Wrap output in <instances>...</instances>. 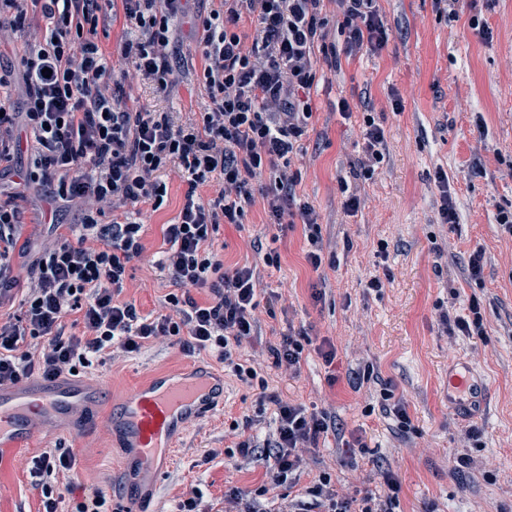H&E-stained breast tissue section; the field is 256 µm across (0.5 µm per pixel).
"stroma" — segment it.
Returning a JSON list of instances; mask_svg holds the SVG:
<instances>
[{"mask_svg":"<svg viewBox=\"0 0 512 512\" xmlns=\"http://www.w3.org/2000/svg\"><path fill=\"white\" fill-rule=\"evenodd\" d=\"M390 29L386 49L342 57L340 72L326 71L312 91V130L292 159L301 173L297 193L310 203L322 226L320 269L305 261L302 225L269 223L265 201H257L242 226L224 225L215 242L226 267L261 263V250L280 255L279 267L266 268L256 312L260 334L246 346V357L264 364L270 391L283 400L325 409L342 436L363 434L364 451L322 445L316 463L302 474L325 468L336 485L382 493L381 471L392 470L401 492L395 512H512V236L498 223L499 211L512 209V0H474L457 21L440 18L433 0H379ZM210 0H193L172 44L183 67L175 92L159 97L145 84H125L131 105L163 108L180 119L201 111L205 97L194 77L202 60L192 15L208 12ZM478 15L493 31L482 39L469 26ZM347 98L355 110L343 119L336 101ZM401 110H394V101ZM374 113L386 133L389 152L375 180L362 192L356 215L345 213L338 177L361 153L363 111ZM448 175L459 221L439 219L436 168ZM158 210L143 207L141 260L128 271L124 300L154 318L169 290L155 262L163 246L162 227L174 223L185 183L169 179ZM386 240V256L376 253ZM487 260L482 282L468 280L465 262L474 250ZM390 271L381 292L365 281ZM485 312L484 337L449 335L442 312L463 313L470 299ZM305 327L314 345L298 377L267 368L263 352L288 326ZM336 350L325 365L316 348ZM468 360L489 388L484 409L474 417L448 402V365ZM198 367L219 369L208 354H184L169 340L151 342L140 354L104 356L80 369V377L103 380L113 403L131 386L158 372ZM390 388L405 403L410 432H402L381 398ZM257 388L224 376V405L194 423L183 437L176 463L155 485L151 503L174 512L180 498L199 488L205 502L222 499L230 488L254 489L269 476L264 465L247 464L234 454L236 428L253 418L252 431L268 432L271 416L257 406ZM478 428V440L467 433ZM77 469L86 481L60 480L67 502L86 489H118L129 456L118 438L100 429L81 441ZM63 429L41 435L19 456L0 457V512H40L42 494L28 467L32 457L52 448H72ZM466 454L467 468L455 457ZM353 458L350 467L341 466Z\"/></svg>","mask_w":512,"mask_h":512,"instance_id":"stroma-1","label":"stroma"}]
</instances>
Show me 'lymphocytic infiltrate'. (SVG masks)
<instances>
[{
    "mask_svg": "<svg viewBox=\"0 0 512 512\" xmlns=\"http://www.w3.org/2000/svg\"><path fill=\"white\" fill-rule=\"evenodd\" d=\"M111 2L0 0V44L26 33L20 49L23 110H16L0 76V178L14 172L21 154L30 157L24 189L0 191V298L19 282L11 254L28 188L43 195L51 215L78 210L77 223L27 266L31 286L22 294L20 314L0 321V383L56 378L91 366L103 353L137 354L166 337L184 353H211L240 381L257 383V402L273 405L276 427L263 440L242 435L236 451L266 464L275 484L295 490L275 508L263 504L264 486L249 493L234 488L210 504L195 490L176 512H395L401 485L388 470L381 474L382 495L351 494L325 470L299 486L320 441L336 435V421L269 393L267 380L241 361V348L255 334L260 273L252 265L225 269L213 246L220 226L243 224L260 197L271 223L302 224L306 261L320 268L322 228L314 207L296 198L301 174L291 170L290 157L308 135L319 64L336 70L340 55L387 46L378 0H334L332 11L327 0H212L210 12L196 19L203 57L196 80L206 103L189 122L165 110L128 106L122 95L125 82L137 81L169 96L178 67L168 47L189 0H121L122 71L96 40L114 19L107 10ZM31 11L42 22L29 28ZM246 20L255 25L253 35L239 29ZM332 28L342 45L328 43ZM25 129L34 137L27 151L20 136ZM361 129L363 156L339 181L350 214L362 204L357 183L372 181L386 158L385 131L372 113H364ZM171 173L188 189L177 222L162 227L158 267L173 291L165 297L168 314L152 319L120 295L130 263L144 250L134 210L159 207ZM204 185L211 187L210 197L199 194ZM202 288L211 294L205 303L192 295ZM74 313L81 316L77 335L67 331L66 319ZM309 343L305 330L282 334L268 348L272 368L298 376ZM74 466L66 450L33 457L30 475L42 488V512H66L53 482L71 475Z\"/></svg>",
    "mask_w": 512,
    "mask_h": 512,
    "instance_id": "lymphocytic-infiltrate-1",
    "label": "lymphocytic infiltrate"
}]
</instances>
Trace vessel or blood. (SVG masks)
Returning <instances> with one entry per match:
<instances>
[{
  "mask_svg": "<svg viewBox=\"0 0 512 512\" xmlns=\"http://www.w3.org/2000/svg\"><path fill=\"white\" fill-rule=\"evenodd\" d=\"M488 394L485 381L466 363L448 369V401L462 413L483 407ZM106 388L93 379L32 376L15 384L0 385V453H22L40 431L69 415L77 404L95 405ZM224 398V377L205 369L180 374L160 373L133 389L117 412L107 417L71 420L68 433L81 438L103 428L122 437L132 450L130 468L135 481L125 499L142 505L146 488L174 461L179 442L193 422L213 412Z\"/></svg>",
  "mask_w": 512,
  "mask_h": 512,
  "instance_id": "1",
  "label": "vessel or blood"
}]
</instances>
